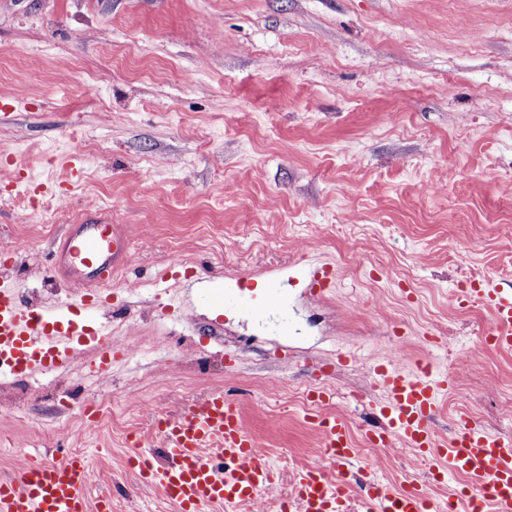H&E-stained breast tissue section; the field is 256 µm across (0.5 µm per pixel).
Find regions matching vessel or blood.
Here are the masks:
<instances>
[{
  "instance_id": "b4317fda",
  "label": "vessel or blood",
  "mask_w": 512,
  "mask_h": 512,
  "mask_svg": "<svg viewBox=\"0 0 512 512\" xmlns=\"http://www.w3.org/2000/svg\"><path fill=\"white\" fill-rule=\"evenodd\" d=\"M84 249L78 263H70V242H63L57 263L66 267L76 294L59 302L53 313L20 301L16 292L0 290V372L12 376L65 371L78 348L106 345L104 330H91L77 316L82 308L102 305V286L109 284L115 262L128 258L126 225L90 219L81 232ZM335 284L331 266L313 268L307 295L322 300ZM459 306L489 308L491 320L481 342L512 349V284L496 288L476 286L457 297ZM371 375L384 393L379 423L366 431L368 441L388 448L401 444L418 457L435 461L434 482L454 473L471 478L479 493V507L512 512V437L490 433L471 416H461L453 440L440 438L433 417L447 377L433 374L429 365L416 364L408 372L392 363L376 364ZM308 396L315 406L311 419L321 435V453L334 462L339 476L329 481L322 467L307 466L295 480L286 512H352L350 491L358 489L365 512H433L434 505L414 481L394 488L373 473H353L356 450L346 419L323 413L335 396L324 379L311 384ZM165 461L148 462L138 454L140 473L158 485L180 512H208L215 504L233 508L256 500L276 484V472L246 430L238 402L217 390L202 401L186 404L178 415L158 419ZM89 468L84 458L70 456L59 464L32 458L17 479L0 481V512H108V497L89 504L84 488Z\"/></svg>"
}]
</instances>
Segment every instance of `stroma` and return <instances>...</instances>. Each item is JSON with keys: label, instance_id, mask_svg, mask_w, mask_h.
<instances>
[{"label": "stroma", "instance_id": "1", "mask_svg": "<svg viewBox=\"0 0 512 512\" xmlns=\"http://www.w3.org/2000/svg\"><path fill=\"white\" fill-rule=\"evenodd\" d=\"M15 170L0 286L53 306L68 288L52 252L104 210L132 261L92 319L131 352L104 377L92 344L67 372L0 379V478L80 448L89 502L176 512L126 436L159 450L158 414L221 389L289 494L321 462L307 368L346 353L327 410L358 464L444 504L469 477L430 483L431 461L364 438L370 369L400 338L407 371L478 350L440 397V434L466 413L512 435V349H479L491 314L455 300L472 276L512 282V0H0V176ZM325 264L336 286L314 303L304 274ZM217 282L234 291L221 308ZM271 282L279 304L255 314L243 291Z\"/></svg>", "mask_w": 512, "mask_h": 512}]
</instances>
